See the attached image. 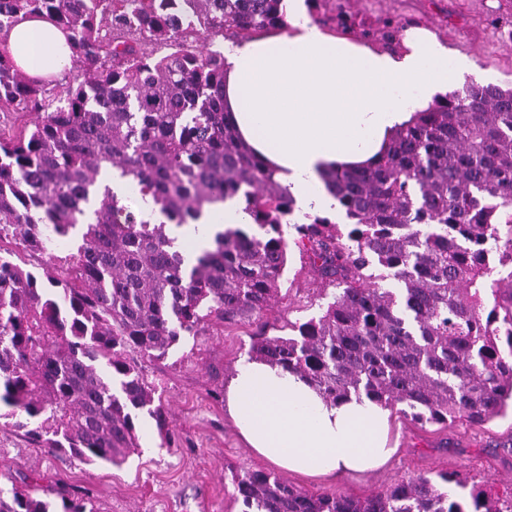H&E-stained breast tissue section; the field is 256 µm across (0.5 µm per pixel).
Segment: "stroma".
Masks as SVG:
<instances>
[{
  "mask_svg": "<svg viewBox=\"0 0 512 512\" xmlns=\"http://www.w3.org/2000/svg\"><path fill=\"white\" fill-rule=\"evenodd\" d=\"M498 0H350L356 22L373 24L389 15L414 18L429 28L450 53L470 57L485 83L512 84V42L486 23ZM320 286L298 250L288 254L281 292L259 321L212 323L187 337L162 360L143 363L149 383L161 394L178 441L161 446L152 419L140 423L141 451L122 466H88L30 444L22 430L4 419L0 403V495L10 496L23 478L43 475L87 491L97 512H240L231 493L234 472L267 469L238 434L224 411V384L250 355L254 334L288 336L292 323L319 315ZM396 452L384 467L363 474L311 479L287 474L302 491L364 497L401 478L460 472L501 492L512 486V416L483 425L418 426L391 416Z\"/></svg>",
  "mask_w": 512,
  "mask_h": 512,
  "instance_id": "obj_1",
  "label": "stroma"
}]
</instances>
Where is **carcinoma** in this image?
Listing matches in <instances>:
<instances>
[{
    "mask_svg": "<svg viewBox=\"0 0 512 512\" xmlns=\"http://www.w3.org/2000/svg\"><path fill=\"white\" fill-rule=\"evenodd\" d=\"M307 3L353 30L340 0ZM25 18L68 33L77 84L16 66L6 37ZM288 27L284 0H0V112L26 118L0 133V403L49 452L120 466L140 450L144 416L171 445L139 361L165 358L209 318L262 314L293 246L335 293L293 335L258 332L253 357L330 401L363 393L421 425L485 424L512 401V87L472 78L417 112L374 165L325 174L347 231L328 215L294 221V196L224 110V42ZM398 33L385 17L361 36ZM114 171L132 194L112 190ZM133 195L164 220L132 210ZM228 200L252 224L216 232L185 264L168 224ZM450 484L468 495L451 498ZM232 486L241 512H512V489L448 472L361 499L265 470ZM55 495L59 507L15 486L0 512H95L77 491Z\"/></svg>",
    "mask_w": 512,
    "mask_h": 512,
    "instance_id": "carcinoma-1",
    "label": "carcinoma"
}]
</instances>
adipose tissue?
I'll list each match as a JSON object with an SVG mask.
<instances>
[{"mask_svg": "<svg viewBox=\"0 0 512 512\" xmlns=\"http://www.w3.org/2000/svg\"><path fill=\"white\" fill-rule=\"evenodd\" d=\"M291 29L225 48L224 98L241 139L287 185L304 213L337 211L321 176L374 163L416 111L473 73L434 33L406 30L398 49L333 35L312 24L305 0H287ZM16 65L35 77L61 76L66 33L44 19L9 32ZM240 206L205 212L172 231L193 258L213 232L249 223ZM224 407L248 448L280 469L308 477L376 469L393 450L390 411L368 397L325 400L300 375L267 362L237 365Z\"/></svg>", "mask_w": 512, "mask_h": 512, "instance_id": "1", "label": "adipose tissue"}]
</instances>
